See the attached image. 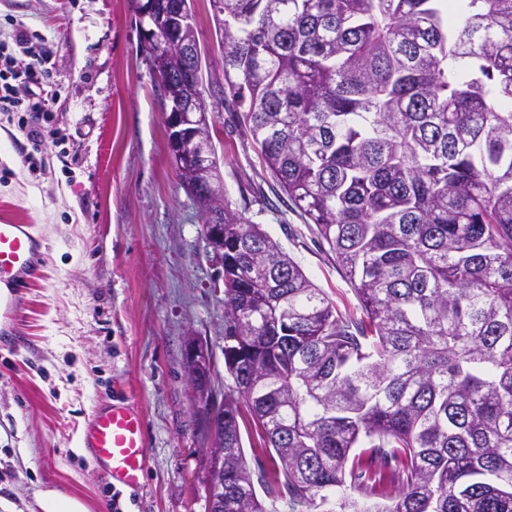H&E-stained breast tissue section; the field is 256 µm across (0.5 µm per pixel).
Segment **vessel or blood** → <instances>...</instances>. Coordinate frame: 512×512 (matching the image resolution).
I'll use <instances>...</instances> for the list:
<instances>
[{
    "label": "vessel or blood",
    "instance_id": "obj_1",
    "mask_svg": "<svg viewBox=\"0 0 512 512\" xmlns=\"http://www.w3.org/2000/svg\"><path fill=\"white\" fill-rule=\"evenodd\" d=\"M39 239L28 224L0 221V317L13 318L21 289L42 272ZM98 470L115 487H141L147 463V439L141 413L121 393L102 404L80 435Z\"/></svg>",
    "mask_w": 512,
    "mask_h": 512
}]
</instances>
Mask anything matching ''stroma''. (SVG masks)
<instances>
[{"label":"stroma","instance_id":"stroma-1","mask_svg":"<svg viewBox=\"0 0 512 512\" xmlns=\"http://www.w3.org/2000/svg\"><path fill=\"white\" fill-rule=\"evenodd\" d=\"M209 126L233 209L292 257L340 311L358 313L351 284L274 182L224 87L209 0H194ZM48 40L55 124L64 149L33 147L0 115V219L32 225L43 277L24 291L17 323L0 324V500L9 512H42L41 492L87 512H208L212 434L205 408L221 404L224 296L206 254L204 216L176 176L165 126L129 0H0V39L13 24ZM212 365L197 393L187 343ZM123 392L142 413L143 484L112 489L78 445L95 407Z\"/></svg>","mask_w":512,"mask_h":512}]
</instances>
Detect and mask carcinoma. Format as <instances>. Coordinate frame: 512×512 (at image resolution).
<instances>
[{"mask_svg":"<svg viewBox=\"0 0 512 512\" xmlns=\"http://www.w3.org/2000/svg\"><path fill=\"white\" fill-rule=\"evenodd\" d=\"M224 96L360 315L224 199L223 512H512V0H210ZM147 50L204 85L192 0ZM184 167L224 191L213 141ZM273 469H251L240 420ZM392 466L386 477L373 471ZM264 496H259V493ZM270 503H265V500Z\"/></svg>","mask_w":512,"mask_h":512,"instance_id":"1","label":"carcinoma"}]
</instances>
